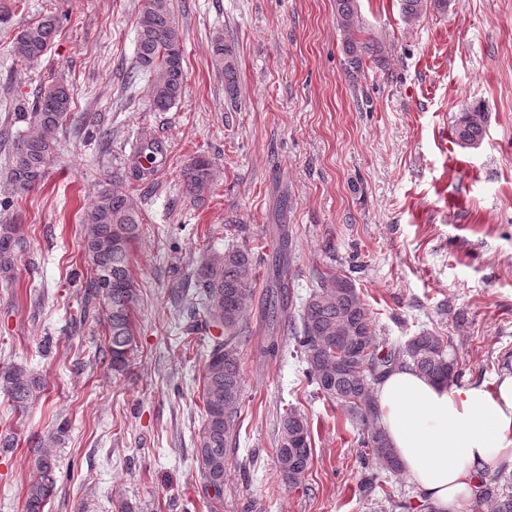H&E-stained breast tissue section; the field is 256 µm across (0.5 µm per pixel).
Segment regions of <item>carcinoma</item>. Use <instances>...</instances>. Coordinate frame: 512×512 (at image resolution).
<instances>
[{
  "mask_svg": "<svg viewBox=\"0 0 512 512\" xmlns=\"http://www.w3.org/2000/svg\"><path fill=\"white\" fill-rule=\"evenodd\" d=\"M447 7V0H401L405 22L413 23L428 9ZM336 21L346 32L345 49L355 69L368 56L381 61L379 43L356 40L360 31L357 0H336ZM60 26V16L49 12L18 31L12 40L15 59L28 64L46 54ZM136 68L153 76L149 101L154 112H167L181 99L185 86L184 51L171 0H146L137 18ZM212 65L224 76V92L234 101L239 93L238 63L234 46L224 35L214 36ZM72 92L63 79L41 89L32 111L23 113L28 131L14 143L10 156L9 181L17 194H26L45 179L56 151L57 134L71 119ZM484 130V114L463 112L455 133L460 144L473 146ZM159 144L141 138L136 158L153 164ZM190 200L201 203L213 181V162L203 155L190 160L181 174ZM82 248L90 265L84 288L104 307L108 364L113 373L126 370L134 352L132 311L138 287L130 269L142 213L119 177L104 186L81 220ZM25 241L15 224H0V278L12 282ZM254 253L245 244H230L224 253L205 262L193 282L188 299L193 314L207 326L224 330V339L207 355L202 374L205 419L196 439V461L204 487L214 488L210 500L214 512L224 506L225 465L237 442L243 405V366L247 360L242 335L248 317L257 307V288L251 276ZM266 287L262 323L267 334L253 354L273 359L279 342L272 330L285 318L279 296L288 288L281 259L272 261ZM369 309L353 282L345 275L322 273L318 289L304 302L295 331V353L306 363V374L316 393L344 407L351 420L363 429L360 453L381 472L397 474L402 466L381 425L375 386L397 366H408L423 377L451 386L461 376L445 338L423 332L398 345L379 347ZM0 390L13 409L23 412L44 390L42 379L18 365L0 369ZM68 431L60 422L50 437H34L33 468L36 476L26 493L25 512H45L57 487V460L48 450ZM281 479L298 488L310 465L311 437L307 418L289 407L279 415L276 448ZM470 512H512V480L480 476L479 490L469 505Z\"/></svg>",
  "mask_w": 512,
  "mask_h": 512,
  "instance_id": "1",
  "label": "carcinoma"
}]
</instances>
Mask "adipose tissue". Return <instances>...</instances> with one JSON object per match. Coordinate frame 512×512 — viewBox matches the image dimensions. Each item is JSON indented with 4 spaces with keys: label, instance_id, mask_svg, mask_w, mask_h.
Listing matches in <instances>:
<instances>
[{
    "label": "adipose tissue",
    "instance_id": "ef3b65f1",
    "mask_svg": "<svg viewBox=\"0 0 512 512\" xmlns=\"http://www.w3.org/2000/svg\"><path fill=\"white\" fill-rule=\"evenodd\" d=\"M376 398L403 472L438 512H467L479 472L512 468V376L492 391L448 388L399 367Z\"/></svg>",
    "mask_w": 512,
    "mask_h": 512
}]
</instances>
